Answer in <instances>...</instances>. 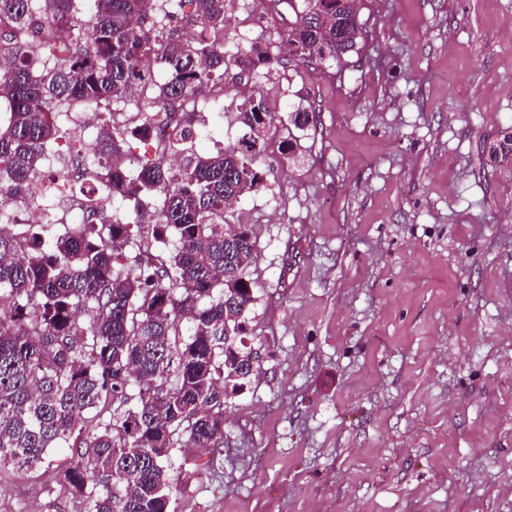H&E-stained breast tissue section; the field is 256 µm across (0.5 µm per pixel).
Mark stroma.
Instances as JSON below:
<instances>
[{
	"label": "stroma",
	"instance_id": "35a3bbf8",
	"mask_svg": "<svg viewBox=\"0 0 512 512\" xmlns=\"http://www.w3.org/2000/svg\"><path fill=\"white\" fill-rule=\"evenodd\" d=\"M340 66L253 84L312 106L294 158L228 215L253 227L246 338L261 371L216 453L174 448L176 512H512V0H356ZM248 42L272 0H229ZM235 73L195 101L193 150L245 132ZM72 458L0 469V512H80Z\"/></svg>",
	"mask_w": 512,
	"mask_h": 512
}]
</instances>
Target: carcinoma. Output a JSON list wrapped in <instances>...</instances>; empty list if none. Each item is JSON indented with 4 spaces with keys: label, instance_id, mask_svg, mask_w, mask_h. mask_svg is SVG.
<instances>
[{
    "label": "carcinoma",
    "instance_id": "obj_1",
    "mask_svg": "<svg viewBox=\"0 0 512 512\" xmlns=\"http://www.w3.org/2000/svg\"><path fill=\"white\" fill-rule=\"evenodd\" d=\"M55 2L0 0V189L27 199L66 138V106L110 113L153 91L141 124L101 126L60 194L74 196L87 175L138 212L153 192L156 220L145 231L80 195L87 222L64 231L0 221V468L34 471L66 445L63 479L86 512H174L179 437L222 448L224 404L257 372L239 322L254 301L244 278L253 233L227 216L264 182L275 115L261 88L242 103L240 139L175 169L167 156L195 137L197 93L218 95L229 69L256 74L273 58L257 43L224 51L225 0H67L64 12ZM274 2L288 16L284 68L331 66L364 39L355 0ZM185 14L191 39L174 25ZM288 122L303 130L315 113L297 108ZM132 140L155 149L135 174L114 165Z\"/></svg>",
    "mask_w": 512,
    "mask_h": 512
}]
</instances>
